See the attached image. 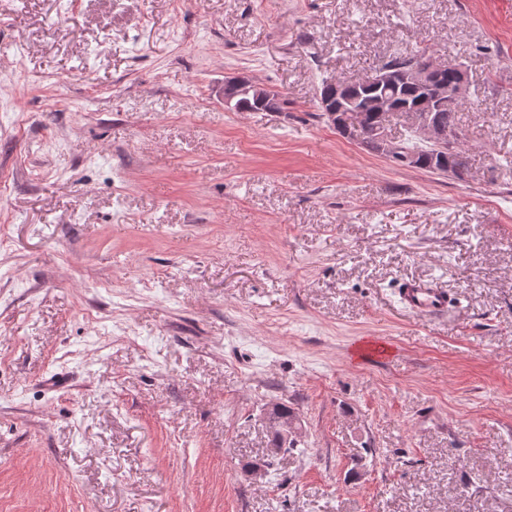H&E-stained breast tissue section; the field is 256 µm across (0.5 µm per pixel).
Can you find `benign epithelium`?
<instances>
[{"label":"benign epithelium","instance_id":"7a95c632","mask_svg":"<svg viewBox=\"0 0 512 512\" xmlns=\"http://www.w3.org/2000/svg\"><path fill=\"white\" fill-rule=\"evenodd\" d=\"M444 68L445 63L434 62L426 57L403 76L406 83L417 87L423 93V109L419 112H408L407 121L415 135L429 144L441 143L448 139V131L431 121L430 112L441 102L451 103L466 97L469 89V78L463 68H458L457 80L451 85L440 80V73ZM361 82L374 84L380 88L388 87L395 83L394 72L380 66L368 76L361 78ZM232 88H237L261 102L268 101L273 95V91L268 87L248 78H230L224 82V105L232 110L238 109V97L229 94ZM326 116L333 125L343 128L344 132L354 131L362 141L374 142L382 154L406 163L411 161V152L388 134L387 123L372 126L367 123L365 114L360 112L342 113L328 110Z\"/></svg>","mask_w":512,"mask_h":512}]
</instances>
